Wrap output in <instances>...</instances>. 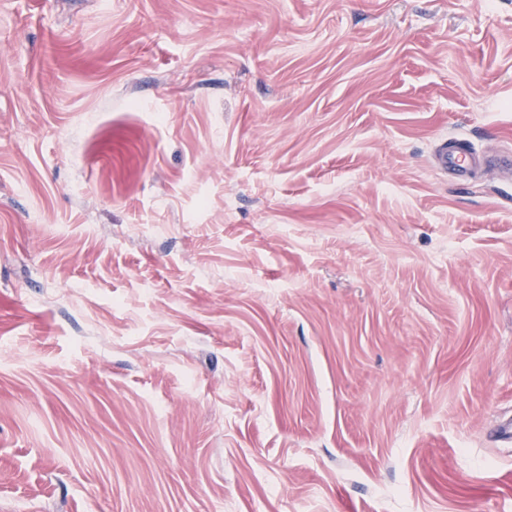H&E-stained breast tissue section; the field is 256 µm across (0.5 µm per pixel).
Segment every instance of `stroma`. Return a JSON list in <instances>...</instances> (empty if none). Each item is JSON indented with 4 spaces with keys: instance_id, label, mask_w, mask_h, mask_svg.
Returning a JSON list of instances; mask_svg holds the SVG:
<instances>
[{
    "instance_id": "stroma-1",
    "label": "stroma",
    "mask_w": 512,
    "mask_h": 512,
    "mask_svg": "<svg viewBox=\"0 0 512 512\" xmlns=\"http://www.w3.org/2000/svg\"><path fill=\"white\" fill-rule=\"evenodd\" d=\"M512 0H0V512H512ZM481 161L482 158L479 154L453 143L445 146L440 153V163L442 167L460 174L476 167Z\"/></svg>"
}]
</instances>
